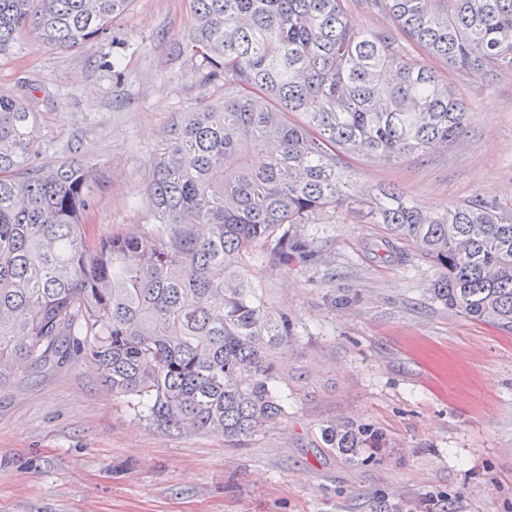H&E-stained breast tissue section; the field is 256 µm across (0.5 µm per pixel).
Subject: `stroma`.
I'll return each mask as SVG.
<instances>
[{"label": "stroma", "mask_w": 512, "mask_h": 512, "mask_svg": "<svg viewBox=\"0 0 512 512\" xmlns=\"http://www.w3.org/2000/svg\"><path fill=\"white\" fill-rule=\"evenodd\" d=\"M186 0H135L109 37L49 49L17 35L0 94L25 80L45 160L97 163L93 237L150 230L141 201L158 142L178 113L218 101L176 45ZM118 73L100 70L101 57ZM466 130L421 161L352 160L358 188H400L424 210L476 198L512 208V71L460 80ZM317 263L255 257V284L296 319L281 359L288 416L245 448L169 435L102 386L95 367L26 365L0 385V512H512V333L435 303L417 243L406 264L377 257L375 224L326 210L306 225ZM357 419L396 443L348 463L316 447L321 426Z\"/></svg>", "instance_id": "35a3bbf8"}]
</instances>
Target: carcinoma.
<instances>
[{"instance_id": "1", "label": "carcinoma", "mask_w": 512, "mask_h": 512, "mask_svg": "<svg viewBox=\"0 0 512 512\" xmlns=\"http://www.w3.org/2000/svg\"><path fill=\"white\" fill-rule=\"evenodd\" d=\"M132 2L0 0V52L23 30L53 50L83 47ZM371 5L391 27L358 28L345 0H188L182 51L224 100L185 113L157 146L150 233L88 237L97 164L42 162L34 113L0 95V385L24 362L78 355L159 430L245 447L288 415L279 356L296 336L251 259L270 243L276 265L318 257L288 226L327 208L380 225L392 261L398 242H419L434 300L512 330V214L477 199L434 214L394 186L359 194L346 162L425 157L459 138L467 104L438 65L512 70V0ZM320 437L349 462L392 447L358 420Z\"/></svg>"}]
</instances>
